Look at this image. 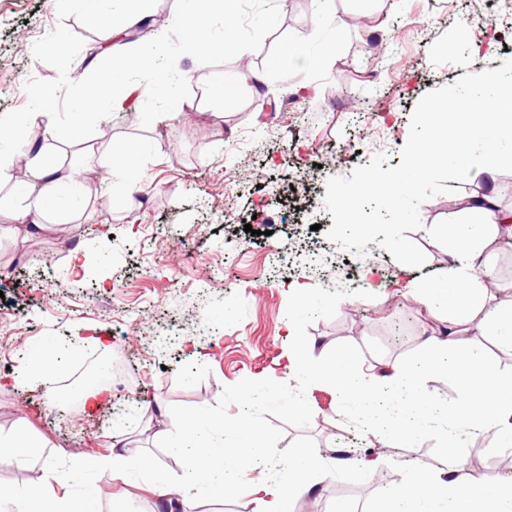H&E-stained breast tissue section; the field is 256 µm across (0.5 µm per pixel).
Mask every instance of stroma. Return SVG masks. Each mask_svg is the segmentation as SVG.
<instances>
[{
    "instance_id": "stroma-1",
    "label": "stroma",
    "mask_w": 512,
    "mask_h": 512,
    "mask_svg": "<svg viewBox=\"0 0 512 512\" xmlns=\"http://www.w3.org/2000/svg\"><path fill=\"white\" fill-rule=\"evenodd\" d=\"M329 7L327 30H315L312 0H288L278 25L258 28L252 18L271 11L269 0H240L245 54L198 57L172 23L180 0H150L152 23L136 31L128 49L157 66L179 58L188 77L179 91L184 116L155 123L166 102L145 86L136 111L114 113L107 123L86 119L48 155L50 163L80 171L82 208L48 215L37 240L22 232L0 237V432L23 431L38 443L21 464H0V489L26 479L41 491L40 512L93 491L98 512H157L154 486L176 478L185 460L155 442L153 431L176 434L186 418L213 411L228 419L249 412L276 458L299 448L359 452L379 457L393 483L407 458L439 464L435 437L413 449L380 446L334 387L306 373L282 380L277 395L253 408L244 394L288 348L294 280L308 281L318 296L296 332L316 357L343 355L367 369L419 355L420 332L437 316L412 290L440 278L446 260L424 227L444 223L450 202L480 193L485 183L445 170L413 182L405 150L420 135L425 105L512 65V10L484 0L485 16L495 21L489 29L471 22V0H331ZM294 41L318 65L275 67L274 57ZM327 41L336 56L324 62ZM107 44L104 29L62 2L0 0V116L38 111L32 89L44 84L58 87L55 118L68 124L75 107L67 88L111 66ZM244 66L262 74L260 86L242 87L230 100L209 94L215 74ZM128 141L142 152L127 192L97 170ZM301 167L320 171L304 195L288 184ZM366 170L402 175L393 194L412 221L392 220L383 198L366 195L358 206L368 223L403 239L405 250L339 223L340 196L355 190ZM77 246L85 255L80 271L70 262ZM373 253L382 285L357 289L355 274ZM100 336L106 348L98 347ZM42 343L55 346L69 376L102 365L117 370L122 382L111 401L89 414L59 407L39 383L16 390L13 377ZM116 429L127 433L131 453L151 459V472L84 465V458L110 455ZM50 467L56 477L49 481ZM279 490L271 476L222 492L198 484L183 490L180 508L243 512ZM384 490L345 469L320 484L315 512H332L339 501L350 512H373Z\"/></svg>"
}]
</instances>
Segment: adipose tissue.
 <instances>
[{
  "instance_id": "adipose-tissue-1",
  "label": "adipose tissue",
  "mask_w": 512,
  "mask_h": 512,
  "mask_svg": "<svg viewBox=\"0 0 512 512\" xmlns=\"http://www.w3.org/2000/svg\"><path fill=\"white\" fill-rule=\"evenodd\" d=\"M77 9L96 17L107 27V53L117 55L126 46L131 27L149 17V0H73ZM225 19L223 41H214L205 15ZM237 0H207L204 13L185 14L184 36L200 53L243 52L237 37ZM136 93L125 71L110 68L93 81L73 89L78 105L73 124L89 116L106 120L101 103L122 108ZM512 82L505 72L489 73L471 93L448 97L427 105L418 115L423 137L414 140L406 152L408 172L418 180L445 168L461 181L478 178L495 182L501 166H512V150L478 153L471 134L477 130H512ZM40 126L43 140L29 143L26 171L34 184L47 185L42 204L13 210L5 233L27 228L36 236L46 209L73 208L79 203L80 181L75 171L46 165L43 156L51 142L61 137L50 107L26 113L23 120L0 118V140L10 141L23 130ZM512 224V207L499 204L495 189L469 197L462 214H449L446 223L433 225L429 235L436 247L447 248L452 265L443 279L417 289L414 298L426 308L443 312L438 330L427 334L421 357L406 361H384L362 371L344 356L314 365L305 345L289 342L285 354L288 367L306 370L329 383L344 399H352L353 411L365 428L383 445L418 447L429 434L439 435L445 467L434 471L420 468L416 460L403 464L404 477L390 488L376 512H512V473L492 478H468L462 473L461 433L479 430L492 433L498 446H512V372L499 368L478 341L462 344L470 329L492 336L512 349V303L494 302L479 279L486 272L491 251L501 239L504 225ZM446 372L464 395L462 402L441 401L428 387V378ZM262 434L249 417L226 423L223 415L188 419L176 443L188 455L182 476L162 487L161 496L178 493L183 486L206 483L225 489L239 477H264L267 462L256 450ZM285 467L288 480L274 503H258L250 512H289L291 504L317 485L331 479L343 468L373 474L375 461L358 458H328L309 451L293 452Z\"/></svg>"
}]
</instances>
